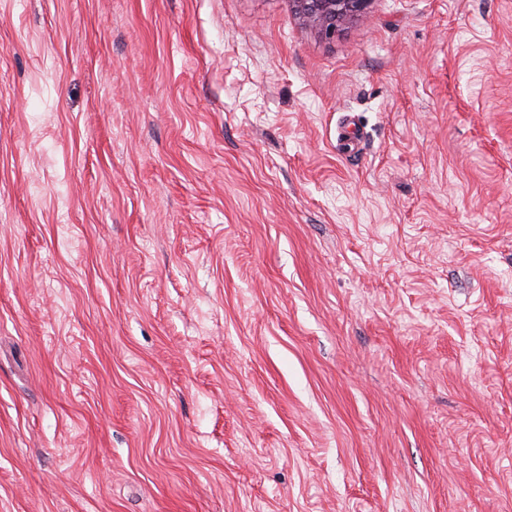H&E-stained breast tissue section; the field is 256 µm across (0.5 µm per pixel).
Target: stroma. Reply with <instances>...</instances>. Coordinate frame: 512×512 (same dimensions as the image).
Here are the masks:
<instances>
[{"instance_id": "1", "label": "stroma", "mask_w": 512, "mask_h": 512, "mask_svg": "<svg viewBox=\"0 0 512 512\" xmlns=\"http://www.w3.org/2000/svg\"><path fill=\"white\" fill-rule=\"evenodd\" d=\"M0 512H512V0H0ZM372 0H291L302 21L325 36L364 13Z\"/></svg>"}]
</instances>
